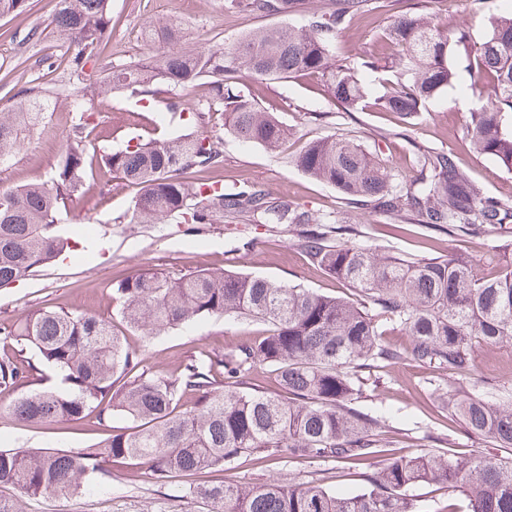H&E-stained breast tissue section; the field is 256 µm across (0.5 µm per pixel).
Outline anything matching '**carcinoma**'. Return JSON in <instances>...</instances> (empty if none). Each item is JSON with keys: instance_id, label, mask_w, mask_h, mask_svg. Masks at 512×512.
Returning a JSON list of instances; mask_svg holds the SVG:
<instances>
[{"instance_id": "carcinoma-1", "label": "carcinoma", "mask_w": 512, "mask_h": 512, "mask_svg": "<svg viewBox=\"0 0 512 512\" xmlns=\"http://www.w3.org/2000/svg\"><path fill=\"white\" fill-rule=\"evenodd\" d=\"M394 0H227L230 9L258 16L306 13L300 27H260L233 43L202 50L171 49L109 68L86 69L98 58L112 24L109 0H58L52 24L74 46L66 67L76 75L70 111L80 114L76 134L48 183L0 189V286L21 280L68 247L54 223L66 202L83 188L89 118L121 93L154 97L161 88L205 90L203 124L221 123L224 133L271 152L291 135L288 125L244 91L239 73L260 79L319 75L345 108L369 106L362 73H391L374 105L411 118L442 95L456 73L450 57L470 52L491 79L494 98L470 113L472 147L512 172V15L497 18L487 37L469 41L418 13H404L381 33L388 56L365 55L336 62V39L353 18ZM151 41L177 40L173 24H151ZM11 109L0 113V166L25 133L56 108L54 91L32 79L8 90ZM223 142L180 135L116 149L105 168L139 187L132 220L163 224H306L302 246L327 274L366 298L329 296L251 274L200 269L172 277L145 270L112 284V303L129 327L144 336L195 319L234 317L267 324L266 333L220 358L187 360L180 374L148 368L127 350L112 322L88 313L44 307L0 332V387L10 389L42 364L54 370L47 387L19 394L9 410L25 422L51 426L85 424L99 441L76 451L52 448L0 449V512H26L42 500L83 499L89 487L112 479L110 466L146 465L149 482L169 488L165 499L196 506L197 512H428L408 489L444 484L467 495V512H512V456L457 457L420 453L393 457L370 469L384 454L386 424L354 407L358 373L407 357L457 373L473 367L477 344L512 340V264L489 278L455 257L425 258L355 244L350 225L330 214L313 216L278 202L258 186L225 189L207 178L184 181L223 161ZM293 164L310 178L335 187L348 204L374 203L405 212L418 224H446L490 235L512 219V206L482 196L454 157L423 151L415 174L404 179L378 152L349 134L306 143ZM386 324L410 339L401 351L382 340ZM39 356L32 362L28 352ZM275 375L282 394L249 387L259 372ZM448 406L475 434L498 448H512V394H448ZM129 425L116 429L112 418ZM288 454L311 462L330 460L361 470L362 487L338 493L311 483L270 478L258 486L223 482L176 483L202 469L222 468L242 456Z\"/></svg>"}]
</instances>
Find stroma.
<instances>
[{"mask_svg": "<svg viewBox=\"0 0 512 512\" xmlns=\"http://www.w3.org/2000/svg\"><path fill=\"white\" fill-rule=\"evenodd\" d=\"M406 7L427 15L439 25L464 30L471 41H482L496 16L512 12V0H406ZM57 0H32L23 14L0 16V71L10 84L24 85L40 78L45 85L68 91L77 80L65 68H53L47 48L67 47L52 25ZM112 26L96 63L111 66L154 53L155 45L142 41L148 24L170 21L180 31L179 47L195 49L231 43L246 31L264 25V18L233 13L225 0H110ZM391 22L389 13L355 18L336 41V53L356 58L383 51L377 34ZM38 37L27 40L28 32ZM458 81L438 98L426 103L406 121L375 107L348 111L328 94L315 77L294 76L261 80L243 74V83L256 94L261 106L290 126L294 135L282 153L257 144H243L226 136L222 126L203 125L194 113L167 112L163 97L152 109L141 98H112L106 112L96 117L97 127L87 139L89 150L103 155L125 147L128 140L146 143L159 136L181 134L221 137L222 163L210 180L225 186L255 185L297 210L320 215L335 213L338 223L357 228V243L385 247L400 254L426 258L464 256L485 275H494L512 260V223L498 234L483 236L454 227L435 228L406 219L376 206H346L335 187L316 182L286 160L308 140L348 133L365 148L379 151L399 171H409L419 148L452 153L459 168L484 195L512 204V172L500 170L488 156L471 148L466 137L470 113L487 102L493 85L480 75L464 53H457ZM76 116L58 106L27 136L11 160L0 167V187H18L48 181L56 172ZM136 186L120 175L95 171L60 214L58 229L70 249L51 264L36 268L27 279L0 288V328L33 311L55 306L72 312L95 314L112 321L125 345L147 366L178 374L188 356L202 352L226 354L264 333L263 324L234 318H204L147 338L127 329L112 304V284L140 269H153L177 277L197 270L243 272L287 284H299L336 296L343 287L314 264L292 224H138L132 221ZM378 386H365L358 406L385 420L393 429L396 455L451 452L458 456H503V449L472 434L452 417L442 398L448 387L487 395L512 390V341L478 346L474 367L452 374L405 359L379 371ZM15 391L0 392V448H58L75 450L93 444L95 435L78 428L52 433L34 428L12 415L8 405ZM145 466L114 470L104 484L93 485L81 502L52 498L32 507V512H157L161 495L145 477ZM319 482L344 489L358 487L354 471L334 462H304L288 456L265 460L240 459L234 464L202 473L211 482L258 485L269 478Z\"/></svg>", "mask_w": 512, "mask_h": 512, "instance_id": "stroma-1", "label": "stroma"}]
</instances>
